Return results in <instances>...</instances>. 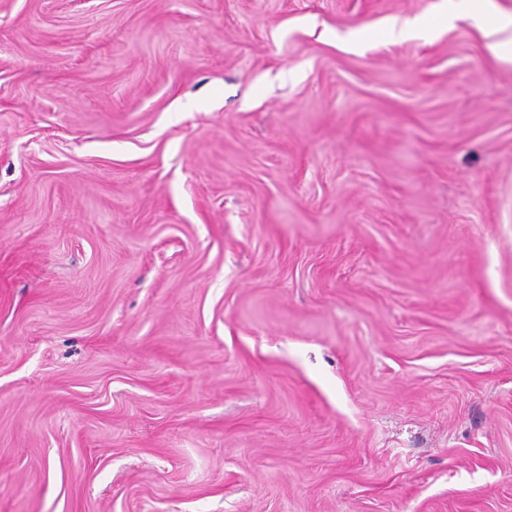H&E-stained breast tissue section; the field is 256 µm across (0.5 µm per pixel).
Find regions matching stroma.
I'll return each instance as SVG.
<instances>
[{"label":"stroma","mask_w":512,"mask_h":512,"mask_svg":"<svg viewBox=\"0 0 512 512\" xmlns=\"http://www.w3.org/2000/svg\"><path fill=\"white\" fill-rule=\"evenodd\" d=\"M473 7L0 0V512H512Z\"/></svg>","instance_id":"stroma-1"}]
</instances>
